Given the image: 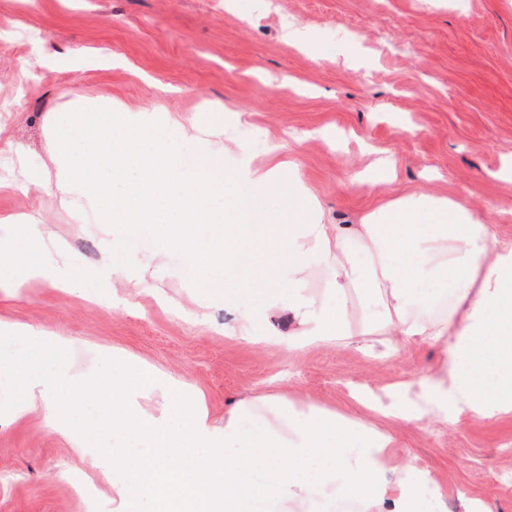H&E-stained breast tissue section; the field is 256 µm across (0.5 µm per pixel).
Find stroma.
I'll use <instances>...</instances> for the list:
<instances>
[{"mask_svg":"<svg viewBox=\"0 0 512 512\" xmlns=\"http://www.w3.org/2000/svg\"><path fill=\"white\" fill-rule=\"evenodd\" d=\"M300 18L304 39L288 41ZM100 48L118 65L96 68ZM111 101L145 124L191 111L203 136L228 145L229 173L268 162L270 140L281 141L278 160L299 169L324 223L355 224L391 196L425 191L492 210L512 236V180L497 176L512 159V0H0V219L48 211L76 259L53 276L81 280L76 295L37 280L0 294V322L74 337L65 356L78 372L101 370L114 348L154 364L196 385L216 422L265 386L362 417L359 392L416 381L437 354L414 342L389 360L377 345L291 353L237 343L224 335L223 300L199 322L186 300L198 271L177 255L143 289L83 276L100 258L99 225L17 184L49 165L56 113ZM380 150L397 160L389 194L355 179ZM160 294L183 310L169 312ZM15 397L0 387V512H112V472L89 464L94 449L71 448L39 415L13 419ZM396 433L400 462L429 475L423 512H463L465 494L512 512V419Z\"/></svg>","mask_w":512,"mask_h":512,"instance_id":"obj_1","label":"stroma"}]
</instances>
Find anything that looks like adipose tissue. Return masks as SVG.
Wrapping results in <instances>:
<instances>
[{"label":"adipose tissue","instance_id":"obj_1","mask_svg":"<svg viewBox=\"0 0 512 512\" xmlns=\"http://www.w3.org/2000/svg\"><path fill=\"white\" fill-rule=\"evenodd\" d=\"M50 135L54 169L31 171L27 185L67 211L95 209L102 224L157 227L149 259L117 268V282L143 281L147 268H162L177 253L197 267L199 293L215 298L225 288L246 290L266 280L265 257L273 253L288 274L287 298L270 290L260 311L242 310L225 325L226 337L296 351L372 336L391 350L415 341L440 354L418 386L364 398L369 418L264 393L241 401L218 426L193 385L120 353L112 356L123 370L118 380L84 376L63 356L70 337L26 330L53 367L0 362V380L20 387L16 418L39 414L80 448L91 434L120 430L148 444L146 454L116 446L96 459L136 487L121 494L119 512H143L147 504L154 512H331L340 500L358 501L363 512H421L417 489L428 475L395 463L392 424L453 428L512 415V238L499 234L490 213L455 196L420 193L396 197L358 224H324L300 182L299 221L259 230L254 215L277 201L282 167L226 173L223 149L197 139L190 117L170 112L148 126L112 103L90 114L58 113ZM201 224L212 227L203 241ZM71 260L65 242L41 229L20 245L0 246V289L40 276L62 293H77L79 280L52 277L54 266ZM421 281L450 289L446 316H422L427 303L414 292ZM353 293L376 308L356 324ZM260 314L288 315L295 328L285 336L257 335ZM153 389L167 399L164 414L140 404ZM63 391L76 408L90 397L102 401L105 413L94 432L61 417ZM248 417L260 420V430L243 427Z\"/></svg>","mask_w":512,"mask_h":512}]
</instances>
